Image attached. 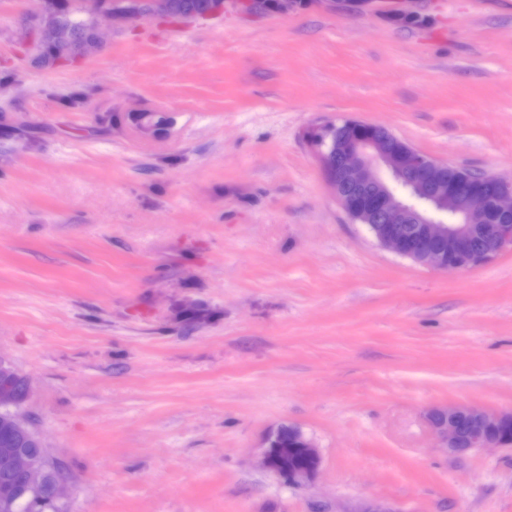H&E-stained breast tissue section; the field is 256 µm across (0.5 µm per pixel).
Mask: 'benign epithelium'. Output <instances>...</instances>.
Wrapping results in <instances>:
<instances>
[{
  "instance_id": "7a95c632",
  "label": "benign epithelium",
  "mask_w": 512,
  "mask_h": 512,
  "mask_svg": "<svg viewBox=\"0 0 512 512\" xmlns=\"http://www.w3.org/2000/svg\"><path fill=\"white\" fill-rule=\"evenodd\" d=\"M57 0H41L36 39L50 37L61 46L70 44L73 33L51 23ZM82 6L94 19L104 17L129 20L145 16H168L170 0H151L147 11L117 9L110 0H82ZM329 185L348 216L367 226L386 250L421 265L461 271L486 264L507 250H512V178L487 174L475 180L463 171L455 174L451 165L430 158L401 142L389 129L346 119L328 123L314 130ZM412 191V200L397 196L395 186ZM491 200L505 221L501 224H450L443 216L482 213ZM433 204L440 218L428 216L420 203ZM30 385L21 382L16 370L0 361V428L12 437V447L0 448V468L18 479V485L35 490L41 496L60 501L65 480L53 476L39 464L46 458L42 443L32 449L28 426L15 409L28 399ZM430 426L442 448L450 455H462L472 449L509 447L498 429L512 424V411L488 413L470 405L435 407L428 413ZM312 464L295 468L274 462L265 451L264 468L289 486H299L317 471V448L306 442Z\"/></svg>"
}]
</instances>
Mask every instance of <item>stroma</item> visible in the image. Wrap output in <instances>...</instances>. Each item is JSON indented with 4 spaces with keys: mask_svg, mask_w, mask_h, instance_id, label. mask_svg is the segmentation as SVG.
<instances>
[{
    "mask_svg": "<svg viewBox=\"0 0 512 512\" xmlns=\"http://www.w3.org/2000/svg\"><path fill=\"white\" fill-rule=\"evenodd\" d=\"M244 2L38 69L40 0H0V359L65 512H512V447L450 456L427 419L512 411V251L385 250L309 138L355 118L512 176V0ZM283 427L305 486L261 464ZM270 440L271 435L267 439L268 446L263 457V465L266 470L276 475L283 483L296 487L316 473L320 464V456L317 448L309 440L306 439L305 443V448H307L308 455L312 460V464L308 468H295L285 462L275 463L268 449L272 448L270 447Z\"/></svg>",
    "mask_w": 512,
    "mask_h": 512,
    "instance_id": "35a3bbf8",
    "label": "stroma"
}]
</instances>
